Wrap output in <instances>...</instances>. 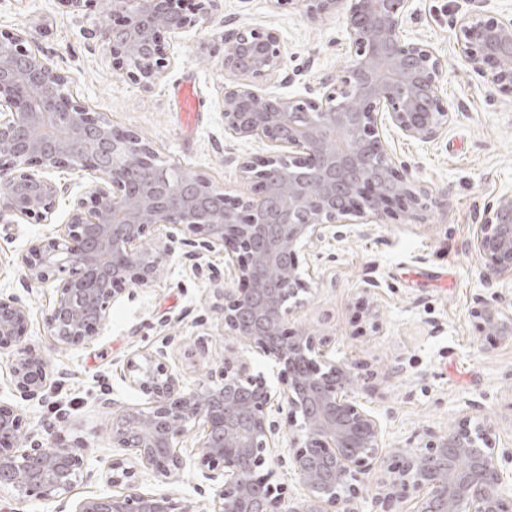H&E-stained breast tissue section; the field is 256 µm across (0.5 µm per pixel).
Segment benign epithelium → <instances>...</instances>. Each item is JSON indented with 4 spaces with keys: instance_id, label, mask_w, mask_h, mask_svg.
Segmentation results:
<instances>
[{
    "instance_id": "1",
    "label": "benign epithelium",
    "mask_w": 512,
    "mask_h": 512,
    "mask_svg": "<svg viewBox=\"0 0 512 512\" xmlns=\"http://www.w3.org/2000/svg\"><path fill=\"white\" fill-rule=\"evenodd\" d=\"M408 2L301 0L311 20L343 17L347 58L341 74L305 101L255 85L280 70L276 28L224 33V137L270 147L266 156L233 158L253 197H233L201 172L159 165L138 133L112 127L74 97L69 77L29 48L24 33H0V217L51 224L61 189L49 174L67 168L93 178L67 223L19 257L30 280L54 284L46 315L52 345L89 338L127 287L148 285L163 256L147 233L173 227L200 237L201 251L189 259L224 254L231 274L220 306L224 333L272 362L283 383L273 390L248 366L227 360L217 377L189 387L162 362V349L128 359L125 379L146 402L112 411L111 433L129 456L107 467L112 494L82 500L72 512H178L172 494L142 491L139 477L175 478L191 431L199 436L202 476L214 489L208 512H272L281 488L271 482L273 472L258 471L280 448L274 414L283 412L295 427L290 468L309 498L304 510L284 512H358L361 476L374 468L385 475L379 505L401 503L411 490V512H512V456L499 455L490 425L473 427L466 418L423 447L386 448L379 419L352 398L368 385L325 358L311 332L288 329L311 293L303 267L320 256L315 248L345 238L341 227L382 224L396 208L407 221H423L428 191L381 137L385 125L432 141L448 125L444 62L402 37ZM112 16L92 36L151 89L171 63L161 34L176 36L194 19L183 0H112ZM458 33L467 65L512 92V19L471 14ZM471 247L492 289L477 298V317L487 334L509 342L512 297L494 286L512 278L511 192L487 203ZM27 319L17 297L0 294V350H13L16 388L41 400L55 382L24 344ZM21 428L17 407L0 403V488L20 501L62 499L79 478L84 448H24Z\"/></svg>"
}]
</instances>
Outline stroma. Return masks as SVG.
Instances as JSON below:
<instances>
[{"label": "stroma", "instance_id": "35a3bbf8", "mask_svg": "<svg viewBox=\"0 0 512 512\" xmlns=\"http://www.w3.org/2000/svg\"><path fill=\"white\" fill-rule=\"evenodd\" d=\"M470 13L512 19V0H413L408 12L405 41L429 46L447 66L441 98L451 114L447 128L429 142L383 133L386 150L412 164L433 198L423 222L396 215L369 233L351 232L335 257L315 261L312 292L291 322L314 331L329 359L367 382L361 399L381 421L391 448L418 446L427 433L448 429L466 412L473 423L494 426L499 447L512 448V343L484 335L472 314L486 286L470 246L485 203L512 192V94L488 86L464 62L456 24ZM111 19L112 0L75 11L60 0H0V31L24 29L48 63L70 76L81 101L114 126L138 131L167 165L199 170L238 196L253 188L240 180L233 157L264 155L268 145L224 137L226 28L271 25L279 31L282 66L258 83L271 96L314 97L320 81L339 75L343 65L341 18L314 23L294 5L276 10L269 0H221L218 11L201 13L195 25L169 39L174 63L147 91L91 37L93 26ZM185 84L201 103L192 123L179 109ZM54 230L0 220V293L27 307L26 341L59 382L57 397L23 400L11 381L10 354L0 352V401L20 408L25 438L83 447L84 465L64 503H21L4 488L0 512H59L111 493L103 472L122 454L112 445V408L143 400L121 378L128 358L165 347L166 365L194 384L218 372L225 357L241 356L267 373L269 385L277 383L267 363L224 333L216 309V290L224 285L218 253L196 266L175 253L153 282L130 287L93 338L51 348L45 317L52 287L30 282L16 259L33 239ZM184 444L186 466L176 481L146 475L140 487L173 494L189 512H206L212 489L197 465L195 433Z\"/></svg>", "mask_w": 512, "mask_h": 512}]
</instances>
